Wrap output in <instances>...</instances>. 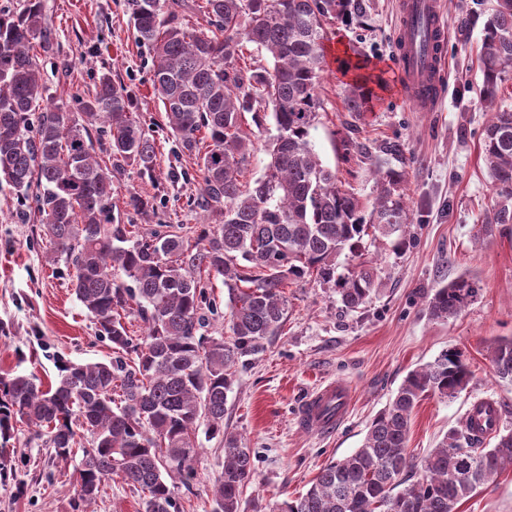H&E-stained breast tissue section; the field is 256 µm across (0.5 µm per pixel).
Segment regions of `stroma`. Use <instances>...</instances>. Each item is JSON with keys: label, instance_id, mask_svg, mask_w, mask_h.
Returning <instances> with one entry per match:
<instances>
[{"label": "stroma", "instance_id": "obj_1", "mask_svg": "<svg viewBox=\"0 0 512 512\" xmlns=\"http://www.w3.org/2000/svg\"><path fill=\"white\" fill-rule=\"evenodd\" d=\"M368 15L351 25L327 27L322 107L310 140L324 166L335 169L352 189L363 212H370L379 175L405 174L409 218L392 236H365L356 253H343L339 271L363 260L374 262L380 288L357 311L342 307L331 285L295 281L285 290L288 319L263 352L235 366L224 416L226 431L251 448L256 475L244 487L241 512H277L306 493L328 462L352 454L362 444L374 415L393 397L407 373L434 361L443 351L463 352L474 373L456 398L431 395L414 410L409 445L428 453L456 428L472 404L491 398L512 409V384L497 381L486 357L494 340L512 337V224H488L496 201L480 156L486 109L480 96L478 50L492 0H451L442 98L429 112L406 100L396 74V0H368ZM53 32L43 77L49 104L71 105L87 95L93 76L111 70L135 94V112L154 138L153 177L136 171L120 176V194L133 191L150 199L143 218L117 204L120 223L147 232L160 224L190 228L201 224L190 200L199 191L194 157L178 150L162 128L164 109L153 94L148 47L136 39L126 0H43ZM365 60L383 78L382 90L366 95L362 111L345 98L350 85L336 67L337 49ZM244 136L253 149L246 164L250 178L262 176L270 161L266 144L276 135L273 118L263 125L245 119ZM398 142L402 157L379 152ZM14 190L0 184V376L35 373L54 383L58 361H108L109 341L99 338L93 319L77 301L64 265L49 264L39 225L23 222ZM479 290L458 315L429 318L426 302L435 289L461 275ZM346 381L354 396L342 425L332 433L312 432L298 423V411L320 383ZM198 477L178 487L179 512H211V485L224 461L221 437L198 433ZM49 450L27 426L0 438V464L12 472L0 480V512H72L77 495L74 463L53 467L54 480H37L49 466ZM458 512H512V468L462 502Z\"/></svg>", "mask_w": 512, "mask_h": 512}]
</instances>
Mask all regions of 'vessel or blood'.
<instances>
[{
    "instance_id": "1",
    "label": "vessel or blood",
    "mask_w": 512,
    "mask_h": 512,
    "mask_svg": "<svg viewBox=\"0 0 512 512\" xmlns=\"http://www.w3.org/2000/svg\"><path fill=\"white\" fill-rule=\"evenodd\" d=\"M400 14L397 56L405 91L413 104L429 111L439 98L448 25L439 0H401ZM351 399L352 390L344 382L317 387L301 406L298 420L312 431H332L344 421Z\"/></svg>"
}]
</instances>
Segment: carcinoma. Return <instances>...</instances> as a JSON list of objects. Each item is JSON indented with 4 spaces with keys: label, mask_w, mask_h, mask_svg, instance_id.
<instances>
[{
    "label": "carcinoma",
    "mask_w": 512,
    "mask_h": 512,
    "mask_svg": "<svg viewBox=\"0 0 512 512\" xmlns=\"http://www.w3.org/2000/svg\"><path fill=\"white\" fill-rule=\"evenodd\" d=\"M137 37L152 54L153 88L168 133L195 156L201 178L197 205L206 223L190 236L165 224L138 234L115 222L114 179L131 167L154 174V140L141 129L132 98L111 71L95 77L78 111L42 105L43 77L35 48L53 45L42 0L0 7V181L25 196L51 246L48 262L72 271L77 300L99 337L134 358L60 361L55 384L34 374L0 377V436L16 424L46 433L58 459L80 456L73 512H94L102 485L114 478L141 493L143 512H178L175 481L197 476L195 434L224 439V465L212 486L213 512H240L243 486L255 473L250 449L224 433L236 363L264 350L284 327L290 281L314 277L336 286L343 306L356 310L378 287L376 268L363 261L336 274V259L354 252L372 229L383 236L408 220L404 174L380 177L369 220L354 193L337 185L310 141L321 107L324 24L367 15L366 0H202L203 23H183L187 0H128ZM265 53L273 71L240 65L246 45ZM480 95L494 105L512 71V0H495L483 24ZM271 111L278 131L263 177L242 182L250 141L241 120ZM105 135L96 156L90 129ZM481 156L497 202L490 224H512V109L490 112ZM124 204L148 214L136 193ZM222 277L231 291V340L204 334L214 312L203 279ZM461 276L436 289L427 314L446 321L476 295ZM137 316L144 336L133 339L123 319ZM493 376L512 383V338L488 347ZM473 380L464 354L443 351L411 370L372 419L351 455L325 465L301 497L280 512H456L512 466V430L475 434L465 416L427 455L409 445L417 404L429 394L455 398ZM89 431L90 441L80 432ZM494 439L493 447L485 446Z\"/></svg>",
    "instance_id": "obj_1"
}]
</instances>
